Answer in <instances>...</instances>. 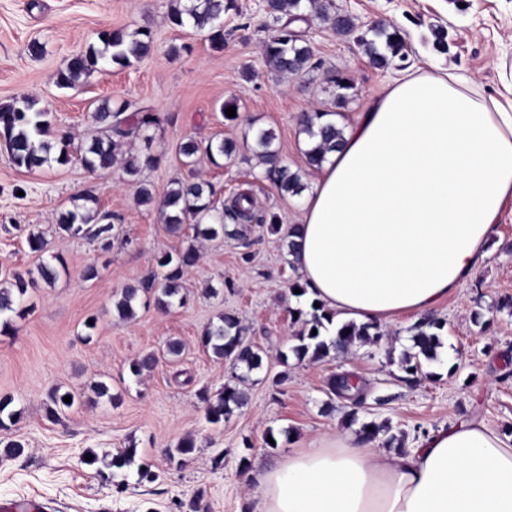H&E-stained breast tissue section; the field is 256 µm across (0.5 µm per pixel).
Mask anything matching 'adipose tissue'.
Returning a JSON list of instances; mask_svg holds the SVG:
<instances>
[{"mask_svg": "<svg viewBox=\"0 0 512 512\" xmlns=\"http://www.w3.org/2000/svg\"><path fill=\"white\" fill-rule=\"evenodd\" d=\"M512 203V111L445 71L409 74L344 129L298 219L305 297L386 327L473 280ZM258 512H512V446L467 418L390 451L339 433L257 476Z\"/></svg>", "mask_w": 512, "mask_h": 512, "instance_id": "ef3b65f1", "label": "adipose tissue"}]
</instances>
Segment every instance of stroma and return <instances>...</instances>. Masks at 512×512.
<instances>
[{
  "label": "stroma",
  "mask_w": 512,
  "mask_h": 512,
  "mask_svg": "<svg viewBox=\"0 0 512 512\" xmlns=\"http://www.w3.org/2000/svg\"><path fill=\"white\" fill-rule=\"evenodd\" d=\"M333 2L355 18L359 32L379 22L398 26L406 59L377 67L356 34L338 36L310 13L291 29L310 42L312 71L277 77L262 52L275 32L262 0H229L220 50L206 32L169 23L174 0H0V104L37 101L55 129L78 143L98 135L91 115L105 100L128 104L133 112L148 108L159 117L146 134L119 143L107 171L92 173L77 161L27 171L0 147V271L24 272L51 257L60 270L54 285L29 287L30 311L14 318L10 334L0 335V397L11 396L21 413L15 425L0 429V449L10 441L24 445L17 457L0 452V501L31 498L53 512H186L200 492L209 512H256L261 470L324 435L353 431L346 419L351 401L339 398L333 412L323 410L330 378L345 371L365 382L360 421L387 425L405 444L473 417L512 439V206L477 278L436 312L445 323L447 359L429 365V377L409 383L400 368L409 321L394 322L378 342L345 354L318 361L290 354L301 328L294 313L311 311L290 291L300 274L289 257L287 227L296 223L304 198L278 192L265 177L251 148L255 131L275 132L284 163L308 186L318 171L306 162L300 120L306 111L331 107L327 72L346 71L356 85L342 110L344 125L400 72L416 67L464 75L493 96L512 79V0ZM139 28L153 33L149 56L95 71L72 89L57 86L65 59L83 51L99 31ZM439 31L448 42L444 53L433 47ZM34 40L42 55L29 53ZM229 98L239 106L234 121L219 110ZM190 137L202 143L229 139L237 151L218 166L199 157L191 169L177 152ZM149 155L156 162L147 167ZM133 159L142 167L131 177L125 165ZM193 173L214 185L217 200L251 196L256 220L245 237L168 231L157 203L173 181ZM142 186L153 204H138ZM83 190L114 216L109 249L56 226L59 213ZM273 217L280 225L276 232L268 224ZM33 233L44 235L43 253L30 250ZM190 247L198 260L182 279L184 304L163 311L145 298L133 318H120L114 300L122 288L156 271L161 254ZM89 266L98 275L87 281L82 273ZM223 314L237 317L245 339L261 350L260 369L242 374L202 345L205 330ZM90 318L96 321L91 330L85 326ZM173 340L182 344L175 357L167 353ZM147 353L158 358L154 369L133 376L131 362ZM94 380L107 382L111 399L90 400L87 386ZM238 383L248 393L247 404L218 424L208 423L197 391ZM55 390L75 394L76 403L52 421L45 408ZM269 434L271 446L264 442ZM187 436L195 440L192 454L170 460L169 450ZM129 448L137 451L134 466L113 477L107 461ZM89 451L98 457L91 466L84 462ZM142 464L153 480L139 477Z\"/></svg>",
  "instance_id": "35a3bbf8"
}]
</instances>
